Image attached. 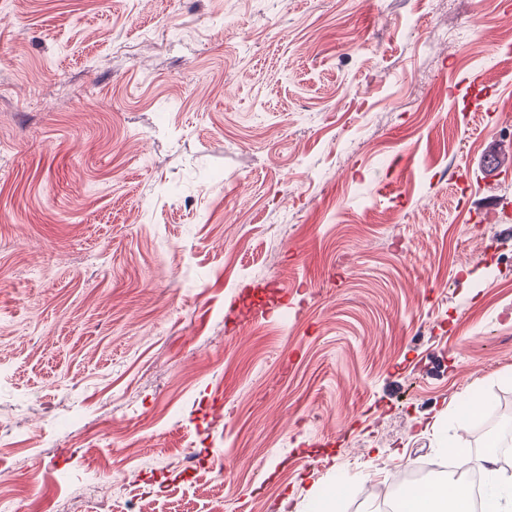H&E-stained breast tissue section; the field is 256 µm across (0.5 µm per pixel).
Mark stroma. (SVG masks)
<instances>
[{
	"instance_id": "stroma-1",
	"label": "stroma",
	"mask_w": 512,
	"mask_h": 512,
	"mask_svg": "<svg viewBox=\"0 0 512 512\" xmlns=\"http://www.w3.org/2000/svg\"><path fill=\"white\" fill-rule=\"evenodd\" d=\"M512 0H0V510L380 512L512 400ZM486 89L492 112H473ZM113 428L97 462L83 443Z\"/></svg>"
}]
</instances>
